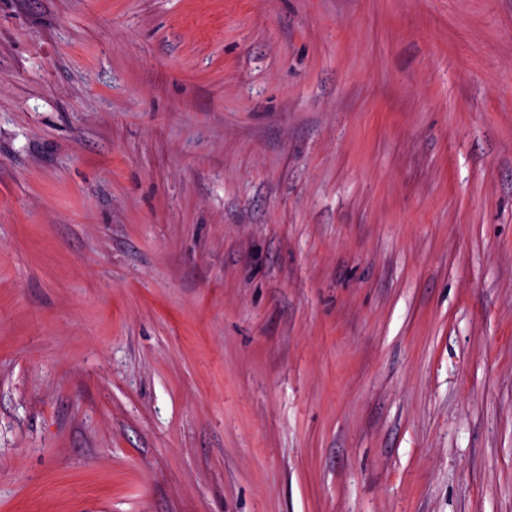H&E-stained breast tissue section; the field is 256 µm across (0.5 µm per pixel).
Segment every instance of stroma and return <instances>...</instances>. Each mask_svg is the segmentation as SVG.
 <instances>
[{
	"mask_svg": "<svg viewBox=\"0 0 512 512\" xmlns=\"http://www.w3.org/2000/svg\"><path fill=\"white\" fill-rule=\"evenodd\" d=\"M0 512H512V0H0Z\"/></svg>",
	"mask_w": 512,
	"mask_h": 512,
	"instance_id": "obj_1",
	"label": "stroma"
}]
</instances>
